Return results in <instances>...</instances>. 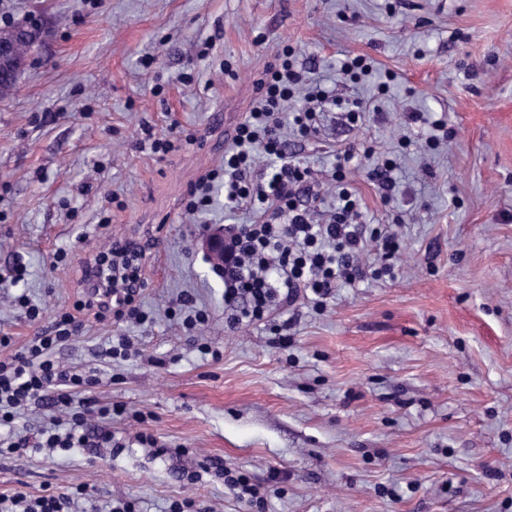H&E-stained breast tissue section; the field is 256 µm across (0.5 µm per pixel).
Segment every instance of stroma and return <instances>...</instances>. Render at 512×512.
Wrapping results in <instances>:
<instances>
[{
	"mask_svg": "<svg viewBox=\"0 0 512 512\" xmlns=\"http://www.w3.org/2000/svg\"><path fill=\"white\" fill-rule=\"evenodd\" d=\"M37 11L48 38L0 98V269L28 270L0 281V336L20 350L73 310L84 260L116 239L142 248L150 318L81 314L55 358L127 413L95 419L112 441L93 455L0 454V495L73 494L75 512L121 499L260 512L225 489L226 465L260 486L262 512H512V0H0V14ZM287 44L311 79L373 108L354 126L327 116L292 152L316 170L349 145L396 157L392 204L369 164L347 180L371 224L403 214L401 249L393 276L234 328L201 238L253 214L225 210L220 184L206 214L184 202ZM346 54L393 73L388 94L343 77ZM411 112L442 120L448 140L430 150ZM146 124L195 140L161 160L139 147ZM115 194L123 208L108 207ZM185 292L208 316L193 330L167 314ZM120 336L134 343L125 359L109 353Z\"/></svg>",
	"mask_w": 512,
	"mask_h": 512,
	"instance_id": "stroma-1",
	"label": "stroma"
}]
</instances>
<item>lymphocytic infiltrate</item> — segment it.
Masks as SVG:
<instances>
[{
	"label": "lymphocytic infiltrate",
	"mask_w": 512,
	"mask_h": 512,
	"mask_svg": "<svg viewBox=\"0 0 512 512\" xmlns=\"http://www.w3.org/2000/svg\"><path fill=\"white\" fill-rule=\"evenodd\" d=\"M259 101L235 131L223 164L210 171L188 192L187 212L209 209L214 183L224 186L229 209L253 211L250 224L227 226L224 239V304L229 323L238 327L262 319L279 304H291L303 293L322 303L334 288L390 274L399 251L397 236L389 231H366L362 207L346 181L359 154L350 147L337 153L326 178L336 189V202L325 220L302 204L316 179L307 166L289 159L288 138H310L320 129L321 116L339 111L351 124L358 123L368 105L360 100L337 99L333 91L309 85L295 47L284 46L275 65L257 82ZM274 157V172L259 170L257 160ZM375 262L361 263L367 249ZM143 286L137 251L131 242L113 241L108 253L92 257L83 270L80 298L73 311L60 313L51 331L34 337L22 351L0 359V427L10 426L18 408L35 404L56 410L49 427L36 439L17 438L9 452L25 454L30 447L51 450L92 448L96 442L88 425L87 409L74 403L75 393L91 387L93 376L61 366L55 350L74 340L82 327L78 312L143 323L147 314L139 295Z\"/></svg>",
	"instance_id": "1"
}]
</instances>
